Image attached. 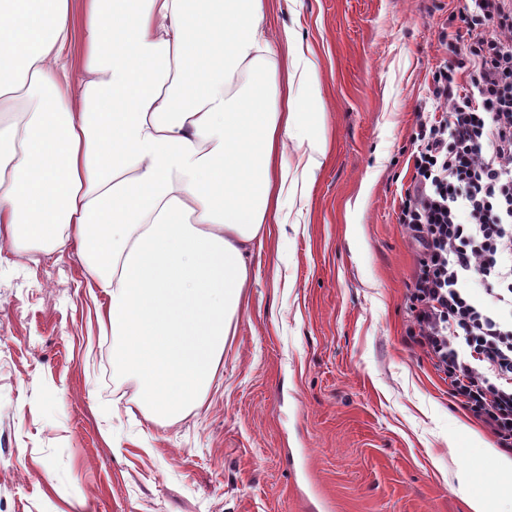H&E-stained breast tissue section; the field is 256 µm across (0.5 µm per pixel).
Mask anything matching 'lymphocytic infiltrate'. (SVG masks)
Listing matches in <instances>:
<instances>
[{"label":"lymphocytic infiltrate","instance_id":"1","mask_svg":"<svg viewBox=\"0 0 512 512\" xmlns=\"http://www.w3.org/2000/svg\"><path fill=\"white\" fill-rule=\"evenodd\" d=\"M460 18L468 43L434 76L445 110L419 114L401 200L418 255L410 338L512 453V0H465Z\"/></svg>","mask_w":512,"mask_h":512}]
</instances>
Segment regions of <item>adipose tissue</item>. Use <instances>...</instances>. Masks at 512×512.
<instances>
[{"label":"adipose tissue","instance_id":"ef3b65f1","mask_svg":"<svg viewBox=\"0 0 512 512\" xmlns=\"http://www.w3.org/2000/svg\"><path fill=\"white\" fill-rule=\"evenodd\" d=\"M0 0V242L77 245L117 375L155 420L198 405L272 236L290 143L320 166L316 68L263 0ZM309 88L306 101L295 83Z\"/></svg>","mask_w":512,"mask_h":512}]
</instances>
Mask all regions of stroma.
<instances>
[{
  "label": "stroma",
  "mask_w": 512,
  "mask_h": 512,
  "mask_svg": "<svg viewBox=\"0 0 512 512\" xmlns=\"http://www.w3.org/2000/svg\"><path fill=\"white\" fill-rule=\"evenodd\" d=\"M458 0H265L314 51L331 151L254 252L236 334L192 408L112 377L76 249L0 247V512H470L490 430L409 339L399 222L417 112L466 44Z\"/></svg>",
  "instance_id": "obj_1"
}]
</instances>
